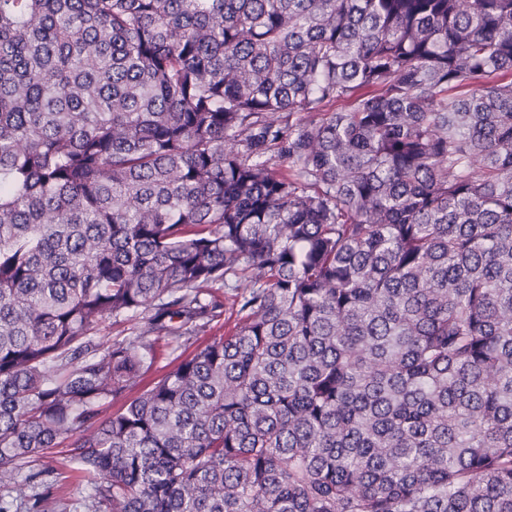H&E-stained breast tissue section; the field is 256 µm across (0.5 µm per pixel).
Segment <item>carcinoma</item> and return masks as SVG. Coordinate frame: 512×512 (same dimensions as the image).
<instances>
[{
  "label": "carcinoma",
  "mask_w": 512,
  "mask_h": 512,
  "mask_svg": "<svg viewBox=\"0 0 512 512\" xmlns=\"http://www.w3.org/2000/svg\"><path fill=\"white\" fill-rule=\"evenodd\" d=\"M504 71L512 0H0V483L512 512ZM166 340L163 338L158 342L157 346V359L153 367L142 377L143 380L141 381L138 388H136L130 395V397H135L139 395L145 385L157 381L164 375L165 373L171 371L174 366L178 363V361H174L173 358H175L180 351L174 353V355L169 354V349L166 346Z\"/></svg>",
  "instance_id": "1"
}]
</instances>
